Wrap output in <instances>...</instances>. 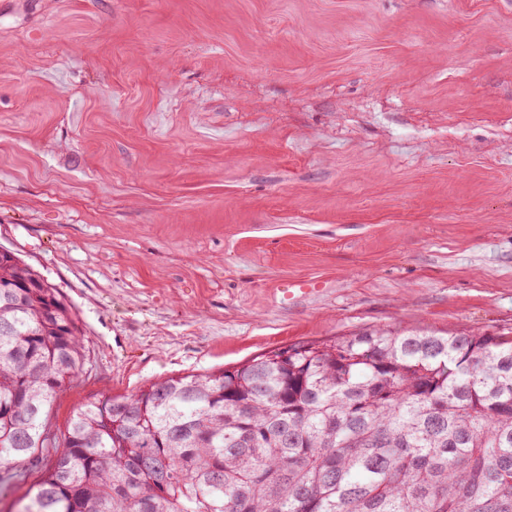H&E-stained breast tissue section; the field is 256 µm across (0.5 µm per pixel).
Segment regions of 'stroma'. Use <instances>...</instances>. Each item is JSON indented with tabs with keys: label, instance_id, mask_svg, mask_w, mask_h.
Listing matches in <instances>:
<instances>
[{
	"label": "stroma",
	"instance_id": "stroma-1",
	"mask_svg": "<svg viewBox=\"0 0 512 512\" xmlns=\"http://www.w3.org/2000/svg\"><path fill=\"white\" fill-rule=\"evenodd\" d=\"M3 249L83 328L57 434L300 342L512 336V0H0Z\"/></svg>",
	"mask_w": 512,
	"mask_h": 512
}]
</instances>
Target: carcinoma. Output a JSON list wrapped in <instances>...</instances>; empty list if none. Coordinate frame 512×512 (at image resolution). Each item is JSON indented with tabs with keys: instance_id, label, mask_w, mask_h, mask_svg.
<instances>
[{
	"instance_id": "1",
	"label": "carcinoma",
	"mask_w": 512,
	"mask_h": 512,
	"mask_svg": "<svg viewBox=\"0 0 512 512\" xmlns=\"http://www.w3.org/2000/svg\"><path fill=\"white\" fill-rule=\"evenodd\" d=\"M67 300L0 251V463L52 448L20 512H512V339L376 330L77 408Z\"/></svg>"
}]
</instances>
